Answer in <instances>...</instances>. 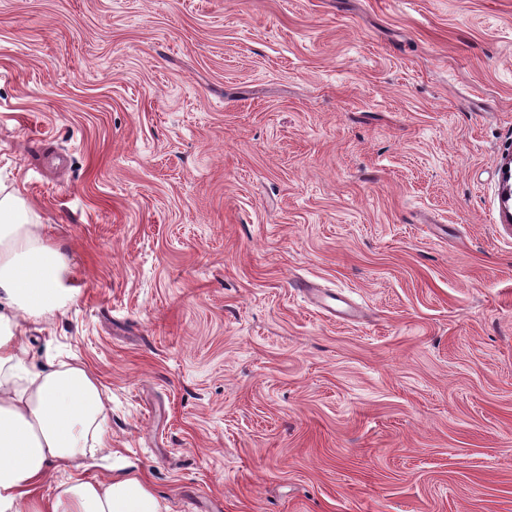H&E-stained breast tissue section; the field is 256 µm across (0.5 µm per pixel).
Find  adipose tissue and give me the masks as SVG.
Instances as JSON below:
<instances>
[{
    "label": "adipose tissue",
    "instance_id": "ef3b65f1",
    "mask_svg": "<svg viewBox=\"0 0 512 512\" xmlns=\"http://www.w3.org/2000/svg\"><path fill=\"white\" fill-rule=\"evenodd\" d=\"M70 263L26 224L12 196L0 198V512H161L147 481L127 467L103 479L61 482L38 494L54 470L84 467L105 451L107 398L83 365L25 369L24 322L77 298Z\"/></svg>",
    "mask_w": 512,
    "mask_h": 512
}]
</instances>
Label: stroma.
Segmentation results:
<instances>
[{"mask_svg": "<svg viewBox=\"0 0 512 512\" xmlns=\"http://www.w3.org/2000/svg\"><path fill=\"white\" fill-rule=\"evenodd\" d=\"M510 159L512 0H0L24 363L162 512H512Z\"/></svg>", "mask_w": 512, "mask_h": 512, "instance_id": "obj_1", "label": "stroma"}]
</instances>
